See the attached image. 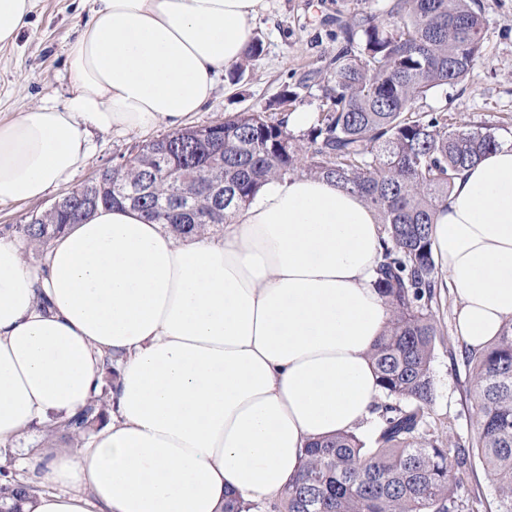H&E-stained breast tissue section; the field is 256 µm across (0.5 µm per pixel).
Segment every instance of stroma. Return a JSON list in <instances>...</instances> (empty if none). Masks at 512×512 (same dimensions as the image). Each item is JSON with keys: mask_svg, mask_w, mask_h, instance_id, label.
<instances>
[{"mask_svg": "<svg viewBox=\"0 0 512 512\" xmlns=\"http://www.w3.org/2000/svg\"><path fill=\"white\" fill-rule=\"evenodd\" d=\"M393 0H266L255 21L252 40L258 56L247 61L241 77L218 76L211 101L187 119L205 126L239 112L265 113L273 121L288 111L317 117L321 86L330 61L344 47L342 28L366 15L385 16ZM483 14L482 57L462 82L434 90L420 100L422 112L443 113L448 124L497 127L500 141L512 140V0H479ZM94 0H37L28 25L14 44L0 47V117L40 104L61 105L70 82L68 48L90 17ZM296 97L290 109L278 107L283 91ZM165 128L116 135L97 132L86 165L72 179L42 199L1 205L0 236H14L16 226L30 223L68 192L102 171L112 169L136 145L165 135ZM432 304L437 328L430 367L434 388L432 429L440 439L471 446L476 438V407L465 346L454 329L456 300L437 273Z\"/></svg>", "mask_w": 512, "mask_h": 512, "instance_id": "stroma-1", "label": "stroma"}]
</instances>
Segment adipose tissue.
<instances>
[{
	"label": "adipose tissue",
	"instance_id": "obj_1",
	"mask_svg": "<svg viewBox=\"0 0 512 512\" xmlns=\"http://www.w3.org/2000/svg\"><path fill=\"white\" fill-rule=\"evenodd\" d=\"M265 0H95L67 56L70 95L0 119V205L43 198L93 132L182 129L240 62ZM483 349L512 320V144L460 172L431 226ZM377 216L309 176L264 186L221 237L176 239L127 206L55 238L39 266L0 237V445L75 415L116 360L110 418L77 451L21 459L23 512H224L276 497L310 440L351 431L379 395L368 352L389 311Z\"/></svg>",
	"mask_w": 512,
	"mask_h": 512
}]
</instances>
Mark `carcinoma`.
Masks as SVG:
<instances>
[{
  "label": "carcinoma",
  "instance_id": "carcinoma-1",
  "mask_svg": "<svg viewBox=\"0 0 512 512\" xmlns=\"http://www.w3.org/2000/svg\"><path fill=\"white\" fill-rule=\"evenodd\" d=\"M478 0H395L388 18L369 15L345 27L349 47L331 62L321 87L324 109L296 135L282 118L241 112L214 126L184 128L137 146L136 162L106 171L81 187L96 203L63 202L17 227L28 244L46 249L70 224L100 206L128 204L180 236L206 235L230 223L272 180L325 178L360 194L377 213L383 251L375 288L390 318L369 357L379 378L372 409L377 425L305 449L299 475L280 496L257 503L234 498L224 512H475L455 474L479 460L497 481L498 512H512V321L467 363L477 408V441L464 448L434 437L430 366L435 336L430 303L436 288L430 226L455 173L500 144L496 128L451 127L418 101L462 81L481 54ZM108 415L102 398L55 430L77 448ZM33 488L0 469V498Z\"/></svg>",
  "mask_w": 512,
  "mask_h": 512
}]
</instances>
